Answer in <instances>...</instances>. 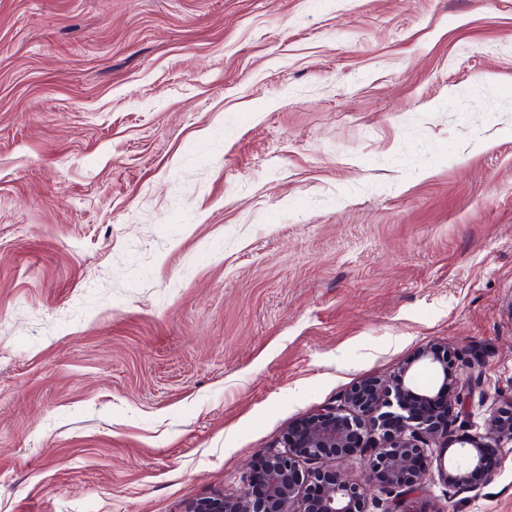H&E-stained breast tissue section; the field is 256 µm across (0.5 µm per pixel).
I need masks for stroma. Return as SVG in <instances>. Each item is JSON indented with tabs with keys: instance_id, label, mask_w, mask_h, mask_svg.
<instances>
[{
	"instance_id": "stroma-1",
	"label": "stroma",
	"mask_w": 512,
	"mask_h": 512,
	"mask_svg": "<svg viewBox=\"0 0 512 512\" xmlns=\"http://www.w3.org/2000/svg\"><path fill=\"white\" fill-rule=\"evenodd\" d=\"M434 343L512 408V0H0V512L239 493Z\"/></svg>"
}]
</instances>
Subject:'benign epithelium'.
I'll use <instances>...</instances> for the list:
<instances>
[{"instance_id": "1", "label": "benign epithelium", "mask_w": 512, "mask_h": 512, "mask_svg": "<svg viewBox=\"0 0 512 512\" xmlns=\"http://www.w3.org/2000/svg\"><path fill=\"white\" fill-rule=\"evenodd\" d=\"M454 355L430 345L393 379L353 387L343 403L287 430L284 451L268 454L261 473L250 470L240 493L191 501L183 512H371L364 488L338 462L367 465L384 512H414L411 499L434 472L453 489L473 488L476 471L490 482L495 471L484 469L483 449L512 439L500 411L490 412L485 432L460 437L450 458L432 448L467 414L470 391L452 372ZM420 368L431 384L418 382Z\"/></svg>"}]
</instances>
